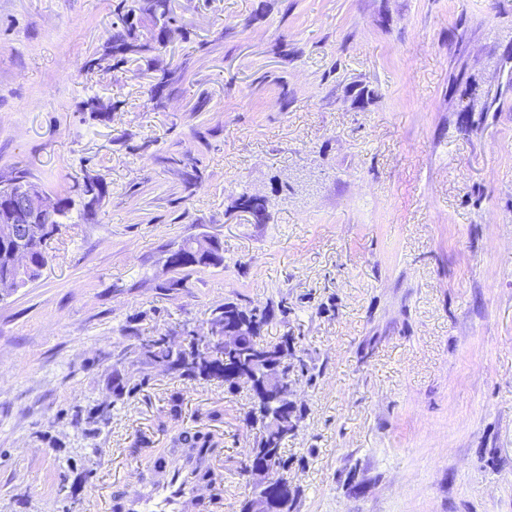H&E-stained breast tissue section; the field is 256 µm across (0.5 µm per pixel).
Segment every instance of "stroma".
<instances>
[{
    "label": "stroma",
    "instance_id": "1",
    "mask_svg": "<svg viewBox=\"0 0 512 512\" xmlns=\"http://www.w3.org/2000/svg\"><path fill=\"white\" fill-rule=\"evenodd\" d=\"M113 2L0 0V179L75 200L0 299V512H99L201 427L240 512L248 389L154 370L112 397L139 337L232 300L288 306L264 338L315 368L295 512H512V0H171L180 33L132 67ZM202 237L223 265L168 267ZM148 374L142 372L139 378L122 381L117 372H112V395L114 401H122L125 397L134 395L148 382Z\"/></svg>",
    "mask_w": 512,
    "mask_h": 512
}]
</instances>
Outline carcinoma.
Here are the masks:
<instances>
[{
	"mask_svg": "<svg viewBox=\"0 0 512 512\" xmlns=\"http://www.w3.org/2000/svg\"><path fill=\"white\" fill-rule=\"evenodd\" d=\"M126 2L127 0H119L113 9L115 21L112 46L109 47L110 52L120 55L119 62L123 64L137 55L151 52L165 44L172 33L179 30L170 0H145L144 11L153 18L155 30L151 38H140L131 21L132 13L127 10ZM72 206L73 200L70 197L59 198L56 209L45 212L39 217L37 227L42 229L41 235L32 237L23 244L10 236L7 232L8 225L4 224V217L0 216V282L5 278L15 280V254L20 250L30 254L31 264L17 287L23 288L41 276L48 263L45 251L47 238L58 230L60 224L70 219ZM240 206L258 221L267 218L265 201L261 198L244 195L240 198ZM171 263L175 271H192L207 266H218L224 263V250L215 240L209 251L196 255L192 252V241L188 240L182 243V249L172 253ZM227 315L231 316V321L239 327L238 348L234 355L228 357V362L200 361L196 356V338L181 330L142 337L146 354L144 365L175 366L178 376L203 381L222 380L225 378V370H238L244 367L249 354L258 345L263 327L269 323L273 313L269 308L260 309L236 302H226L221 315L216 317L215 321L222 323ZM147 382L148 374L144 372L139 378L127 381L121 380L117 372H112L114 401L118 402L134 395ZM295 413L300 414L302 410L289 404L288 389L285 387L260 395L253 400L250 410L245 415L244 423L257 427L261 436L243 462V473L251 474L264 465L278 470L288 468V460L282 455V448L286 443L284 431L289 427V418ZM172 444L176 449L189 448L204 457L221 447V440L209 431L196 429L180 432L173 438ZM265 498L272 512H295L296 495L292 493L285 494L272 485L265 491Z\"/></svg>",
	"mask_w": 512,
	"mask_h": 512,
	"instance_id": "obj_1",
	"label": "carcinoma"
}]
</instances>
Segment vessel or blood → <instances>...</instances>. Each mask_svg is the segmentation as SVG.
<instances>
[{
	"instance_id": "b4317fda",
	"label": "vessel or blood",
	"mask_w": 512,
	"mask_h": 512,
	"mask_svg": "<svg viewBox=\"0 0 512 512\" xmlns=\"http://www.w3.org/2000/svg\"><path fill=\"white\" fill-rule=\"evenodd\" d=\"M195 465L186 455L167 463L149 486L125 496L127 512H198L206 499L192 476Z\"/></svg>"
}]
</instances>
